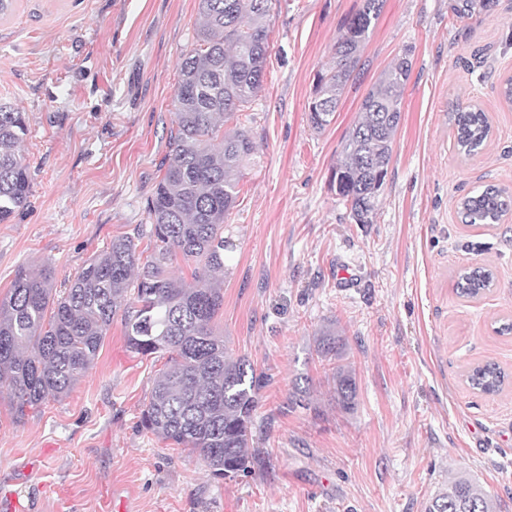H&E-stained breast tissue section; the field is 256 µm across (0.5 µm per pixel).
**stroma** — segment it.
<instances>
[{"label":"stroma","mask_w":512,"mask_h":512,"mask_svg":"<svg viewBox=\"0 0 512 512\" xmlns=\"http://www.w3.org/2000/svg\"><path fill=\"white\" fill-rule=\"evenodd\" d=\"M364 0H273L263 83L248 109L256 150L224 219V305L214 327L229 356L270 377L253 445L268 472L213 479L205 463L139 424L162 357L126 345L114 318L65 397L16 420L0 388V498L24 512H425L462 472L512 512V213L462 223L457 201L512 191V0L457 19L450 0H385L333 121H307L314 75L333 65ZM198 0H14L0 17V104L23 112L30 195L0 223V299L20 267L64 284L113 238L148 225L146 201L169 151L182 57ZM409 55L393 152L373 223H354L330 187L363 98ZM491 125L478 153L455 143L451 108ZM492 271L476 298L454 288ZM334 327L355 377L336 404L316 339ZM508 376L474 392L470 367ZM306 392L309 406L295 405ZM494 277L489 269L476 267L461 272L456 282V291L461 296L477 297L493 286Z\"/></svg>","instance_id":"stroma-1"}]
</instances>
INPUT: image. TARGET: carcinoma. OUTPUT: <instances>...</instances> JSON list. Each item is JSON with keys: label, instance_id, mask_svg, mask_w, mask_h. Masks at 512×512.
<instances>
[{"label": "carcinoma", "instance_id": "carcinoma-1", "mask_svg": "<svg viewBox=\"0 0 512 512\" xmlns=\"http://www.w3.org/2000/svg\"><path fill=\"white\" fill-rule=\"evenodd\" d=\"M272 0H199L197 48L184 55L174 94V123L164 175L146 201L150 227L112 239L64 290L55 288L49 266L20 268L0 300V387L11 395L14 415L71 392L95 360L115 315L123 311L128 348L142 356L162 353L165 369L154 380L141 426L164 441L189 448L215 477L263 472L267 452L250 446L259 392L265 376L244 357L231 359L212 322L224 305V216L235 207L242 167L253 153L242 112L262 87L266 29ZM384 5L364 0L343 25L334 46L336 64L315 76L308 122L322 130L334 118L340 97ZM491 8V0H451L459 19ZM411 69L404 54L383 71L364 97L357 124L348 133L330 186L349 205L356 224H371L392 157ZM449 121L456 145L472 155L491 134L484 112L456 106ZM23 113L0 106V223L26 206L30 194L24 151ZM464 224L494 225L512 210V194L489 184L461 197ZM153 243L143 256L137 241ZM194 263L192 282L171 277L177 257ZM483 267L466 269L458 294L476 297L493 286ZM344 343L330 328L318 338L321 355L341 357ZM336 396L351 409L356 383L336 366ZM507 375L487 361L475 366L468 385L499 392ZM494 496L460 473L430 500L426 512H496Z\"/></svg>", "mask_w": 512, "mask_h": 512}]
</instances>
